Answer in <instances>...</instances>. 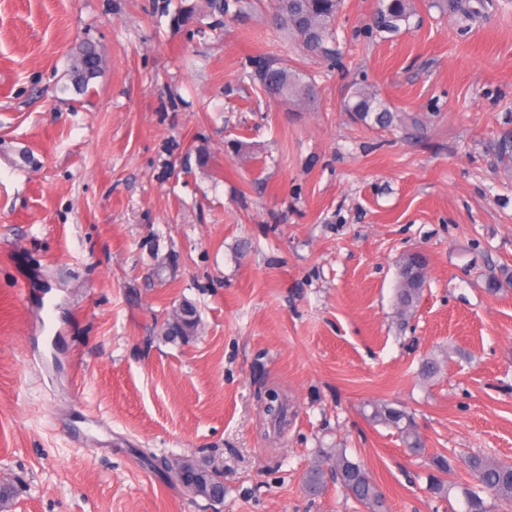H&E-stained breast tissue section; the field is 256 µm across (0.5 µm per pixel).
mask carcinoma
I'll list each match as a JSON object with an SVG mask.
<instances>
[{
    "instance_id": "1",
    "label": "carcinoma",
    "mask_w": 512,
    "mask_h": 512,
    "mask_svg": "<svg viewBox=\"0 0 512 512\" xmlns=\"http://www.w3.org/2000/svg\"><path fill=\"white\" fill-rule=\"evenodd\" d=\"M343 0H275L272 21L297 40L303 53L330 60L334 57V46L338 30V18ZM431 6L440 11L460 13L471 17L478 10L471 0H430ZM415 15L414 0H376L370 28L378 34H396L410 26ZM103 60L97 48L83 42L76 46L70 71V84L62 91L71 90L76 94L87 92L91 80L102 72ZM252 77L269 96L285 102L312 107L317 101L315 85L303 77L297 68L276 66L264 58L254 61ZM344 110L354 120L366 127L401 130L419 138L425 131V118L410 112H396L390 109L376 91L368 86L354 83L350 86L343 102ZM427 264L425 254L417 251L399 267L398 286L395 289V306L398 309L399 324L405 325L421 296L425 280L418 276L419 270ZM512 285V272L507 268L492 271L485 279V288L498 293ZM198 311L181 315L173 309L162 326L167 340L187 341L197 332ZM371 419L394 428L409 449L422 448V439L410 415L386 404L372 406ZM336 481L346 493L362 504L367 512H385V496L377 483L368 475L362 465L349 459L344 451L331 457ZM475 484L463 488L465 512H492L494 505L488 503L482 494L490 493L500 503L512 504V463L489 455L471 454L465 460ZM207 490L204 499L217 502L224 498L223 474L209 470L203 475Z\"/></svg>"
}]
</instances>
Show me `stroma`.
I'll return each instance as SVG.
<instances>
[{"mask_svg":"<svg viewBox=\"0 0 512 512\" xmlns=\"http://www.w3.org/2000/svg\"><path fill=\"white\" fill-rule=\"evenodd\" d=\"M269 0H0V475L9 512H366L304 476L345 450L387 512H461L465 454L512 463V0L420 10L380 38L344 0L334 60L301 52ZM104 69L67 91L69 54ZM263 56L302 64L314 108L266 96ZM426 116L423 139L354 122L352 83ZM423 294L395 318L397 264ZM164 277H156L159 264ZM58 305L48 370L38 301ZM198 333L160 329L182 301ZM440 365L431 378L421 364ZM413 414L425 451L370 421ZM455 457L430 489L433 455ZM220 470L196 497L163 467ZM74 59L71 65V86L65 85L66 90H72L75 94L87 92L91 80L102 72L103 60L97 48L88 42L76 46ZM427 258L422 252H414L399 267L398 286L395 289V306L398 309L399 324H406L411 312L421 296L425 280L418 273Z\"/></svg>","mask_w":512,"mask_h":512,"instance_id":"1","label":"stroma"}]
</instances>
